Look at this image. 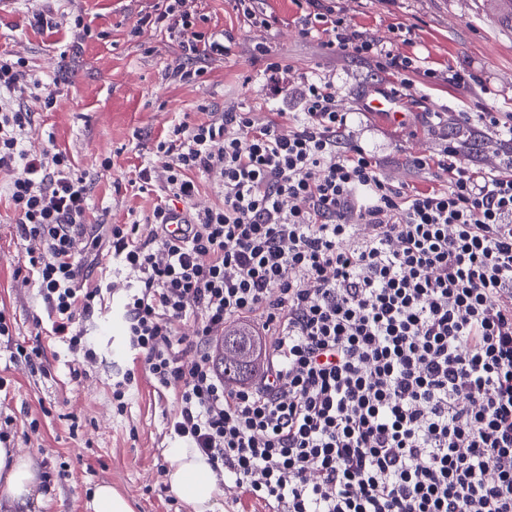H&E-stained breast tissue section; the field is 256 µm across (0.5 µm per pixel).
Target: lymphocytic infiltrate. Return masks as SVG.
Masks as SVG:
<instances>
[{
  "label": "lymphocytic infiltrate",
  "mask_w": 512,
  "mask_h": 512,
  "mask_svg": "<svg viewBox=\"0 0 512 512\" xmlns=\"http://www.w3.org/2000/svg\"><path fill=\"white\" fill-rule=\"evenodd\" d=\"M304 2L300 34L325 54L393 71L407 90L437 78ZM206 21L188 0L141 21L177 34L180 82L234 51ZM289 94L295 111L268 120L200 105L202 120L173 125L138 171L152 209L94 224L87 174L55 146L21 147L32 105L52 108L53 92L0 53L1 193L53 336L93 361L76 319L123 290L140 367L113 383L117 412L137 372L178 386L177 440L269 512H512V171L472 167L451 141L413 161L435 186L394 183L353 139L333 83L305 75ZM199 174L218 178V204L191 208ZM179 216L185 235H169ZM104 249L129 281L83 287ZM188 320L194 336L178 335ZM235 323L264 364L229 384L214 346Z\"/></svg>",
  "instance_id": "f902f5d3"
}]
</instances>
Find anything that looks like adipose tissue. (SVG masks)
Returning <instances> with one entry per match:
<instances>
[{
  "label": "adipose tissue",
  "mask_w": 512,
  "mask_h": 512,
  "mask_svg": "<svg viewBox=\"0 0 512 512\" xmlns=\"http://www.w3.org/2000/svg\"><path fill=\"white\" fill-rule=\"evenodd\" d=\"M167 479L192 512H215L224 495L222 478L206 456L191 448L173 449ZM39 469L32 456L0 445V512H26L44 504Z\"/></svg>",
  "instance_id": "adipose-tissue-1"
}]
</instances>
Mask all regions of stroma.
Returning a JSON list of instances; mask_svg holds the SVG:
<instances>
[{
  "instance_id": "obj_1",
  "label": "stroma",
  "mask_w": 512,
  "mask_h": 512,
  "mask_svg": "<svg viewBox=\"0 0 512 512\" xmlns=\"http://www.w3.org/2000/svg\"><path fill=\"white\" fill-rule=\"evenodd\" d=\"M353 29L378 41L390 40L393 27L414 26L416 40L407 55L446 71L465 68L487 85L480 97L439 81L418 85L407 99L409 114L395 120L364 109L376 87L398 81L368 61L326 57L316 41L302 38L294 0H266L273 24L263 30L236 13L231 0H191L210 29L230 30L233 56L210 64L204 82L172 78L182 60L177 39L155 29L133 36L140 17L157 13L161 0H5L0 5V52L22 56L33 74L52 86L56 103L36 111L22 143L33 152L54 143L92 182L91 219L123 224L129 211L143 212L152 197L131 187L156 140L169 126L196 115L209 102L221 109H246L267 119L272 105L263 77L265 61L253 47L263 41L288 65V82L301 74L329 77L336 84V106L354 115V139L371 150L394 182L418 188L429 184L415 169L414 157L429 155L446 141H457L468 162L484 169L504 165L507 151L495 138L477 143L467 137L457 112L492 106L512 113V18L505 0H325ZM55 16H81L83 29L61 27L51 34L31 28L26 17L37 8ZM77 53L61 59L64 44ZM252 76L243 84V76ZM16 217L0 202V308L12 322L11 336L0 337V428L9 447L32 455L48 481L38 512H89L94 488L109 483L126 495L134 512H189L167 480L177 441L167 421L177 411L174 390L156 393L139 377L124 414L112 407V382L134 358L120 315L122 294L106 296L101 315L83 328L97 353L92 363L73 364L66 345L50 340L51 322L35 280L28 274L26 244L16 235ZM46 347L43 367L31 369L18 348ZM38 422L31 432L30 422Z\"/></svg>"
}]
</instances>
